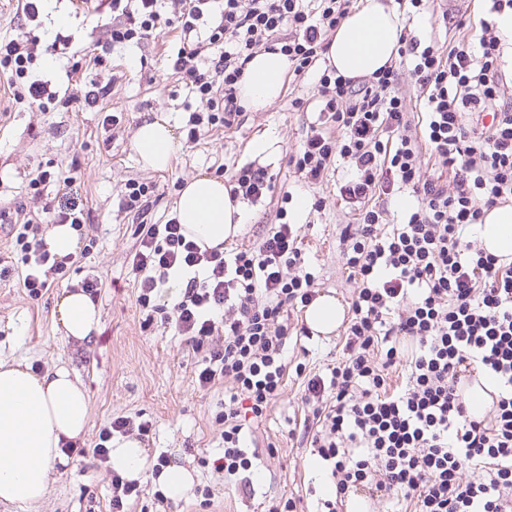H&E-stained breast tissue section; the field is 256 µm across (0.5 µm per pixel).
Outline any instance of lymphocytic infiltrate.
<instances>
[{
  "mask_svg": "<svg viewBox=\"0 0 512 512\" xmlns=\"http://www.w3.org/2000/svg\"><path fill=\"white\" fill-rule=\"evenodd\" d=\"M109 0L115 21L94 66L111 48L167 27L188 35L213 17L209 36L180 48L171 60L198 96L188 141L203 129L231 127L243 107L238 84L262 51L286 56L294 76L317 74L318 126L290 164L319 184L335 158L351 176L339 187L354 207L340 233L348 269L358 283L351 297L343 355L325 374L308 377L303 437L325 464L335 487L324 500L338 512L347 493L366 488L396 503L399 512H512V260L466 239L492 208L512 203V86L502 73L491 16L512 11V0H485L478 49L435 41H402L410 78L419 91L422 136L410 133L396 65L369 77L346 78L319 61L357 0ZM31 35L0 39V74L13 103L47 108L57 93L29 80L40 54ZM471 122H464V113ZM335 124L337 135L325 123ZM430 154L435 167L422 166ZM233 195L254 202L270 188L264 168L246 164L224 172ZM408 191L414 199L404 223L393 224L384 199ZM297 225H275L256 248L226 258L200 250L177 218L149 225L131 255L140 276L136 302L147 319L162 317L194 352L200 389L216 381L232 392L224 407V476L252 494V466L244 430L283 390L286 340L295 310L315 297L318 275L297 245ZM9 234L25 258L22 286L30 296L64 270L46 247L41 225L13 224ZM202 270L174 304L157 298L173 269ZM223 336L216 345L215 336ZM483 368L495 378L492 404L474 418L462 387ZM400 372V385L390 375Z\"/></svg>",
  "mask_w": 512,
  "mask_h": 512,
  "instance_id": "lymphocytic-infiltrate-1",
  "label": "lymphocytic infiltrate"
}]
</instances>
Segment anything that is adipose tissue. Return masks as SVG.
Here are the masks:
<instances>
[{
	"label": "adipose tissue",
	"instance_id": "ef3b65f1",
	"mask_svg": "<svg viewBox=\"0 0 512 512\" xmlns=\"http://www.w3.org/2000/svg\"><path fill=\"white\" fill-rule=\"evenodd\" d=\"M401 31L389 0H365L334 34L325 52L327 65L350 78L372 75L397 58ZM287 67L280 52L256 54L239 85L241 104L263 109L275 102ZM175 140L167 118L148 116L139 122L132 148L144 167L162 171L170 164ZM176 211L188 237L203 248L223 247L246 221L244 205L231 197L229 185L204 173L182 188ZM477 233L487 252L512 256V206L488 211ZM54 316L67 338L88 341L99 331V310L83 291L63 292ZM344 316L343 305L327 294L317 296L304 314L306 324L320 335L334 333ZM88 414V393L68 367L37 372L26 360L0 358V502L33 505L44 497L51 469L66 462L64 445L81 437ZM109 448L110 469L139 479L147 465L140 440L117 437Z\"/></svg>",
	"mask_w": 512,
	"mask_h": 512
}]
</instances>
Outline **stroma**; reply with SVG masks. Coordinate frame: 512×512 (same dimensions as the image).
I'll return each mask as SVG.
<instances>
[{"instance_id":"1","label":"stroma","mask_w":512,"mask_h":512,"mask_svg":"<svg viewBox=\"0 0 512 512\" xmlns=\"http://www.w3.org/2000/svg\"><path fill=\"white\" fill-rule=\"evenodd\" d=\"M39 9L42 42L51 43L59 35L81 54L40 60L33 67L34 77L72 86L78 94L95 81L108 93L99 106L61 98L46 112L0 97V206L21 222L35 217L43 202L54 198L57 179L76 166L81 173L77 194L91 212L65 272L36 298L20 285L25 272L20 252L11 238L0 239V356L28 360L36 370L56 365L74 370L87 388L90 413L84 435L70 443L66 464L51 470L43 500L34 506L0 503V512H112L110 475L99 467L92 450L100 431L119 416L152 424L142 438L149 463L140 482L143 494L127 502V512H261L262 502L280 497L294 498L297 512H315L329 481L300 442L307 411L301 400L305 380L296 376L294 366L303 364L307 375L323 372L341 354L342 333L288 341L286 357L292 365L284 390L266 417L245 430L248 446L258 454L250 474L254 493L239 494L213 466L224 453V426L216 420L224 411V386L198 389L200 355L161 319L144 325L136 303L138 278L130 265L139 226L133 213L119 207L128 180L152 183V219L165 223L174 216L179 193L191 178L201 172L220 178L225 169L251 163L253 139L273 134L278 152L265 165L272 189L260 201L246 203L249 219L224 248L257 246L276 224L277 210L286 209L288 223L302 227L299 247L319 275L317 293H331L350 304L355 283L344 265L340 231L353 216L338 195L349 165L338 161L317 185L306 184L288 165L318 118L314 75L284 80L275 103L244 110L232 128L203 132L190 143L185 124L197 101L170 64L181 46L178 31L165 29L117 46L110 52L108 69L99 70L91 59L99 37L112 24L107 0H87L76 9L69 0H41ZM446 10L465 14L474 25L485 15L482 0H433L429 10L406 21V34L457 43L463 33L446 29ZM296 97L303 98V108L292 107ZM155 112L169 117L177 136L163 171L143 168L131 148L138 122ZM109 114L115 122L106 129L102 121ZM37 170L51 175L38 199L28 188ZM300 197L309 204L301 212L296 209ZM318 198L324 204L316 210L312 204ZM88 279L98 284L93 299L100 310V331L87 342L66 339L52 319L55 302L62 290L80 287ZM161 454L169 465L187 468L195 485L210 487L209 508L200 507L191 494L163 503L155 499L152 465Z\"/></svg>"}]
</instances>
